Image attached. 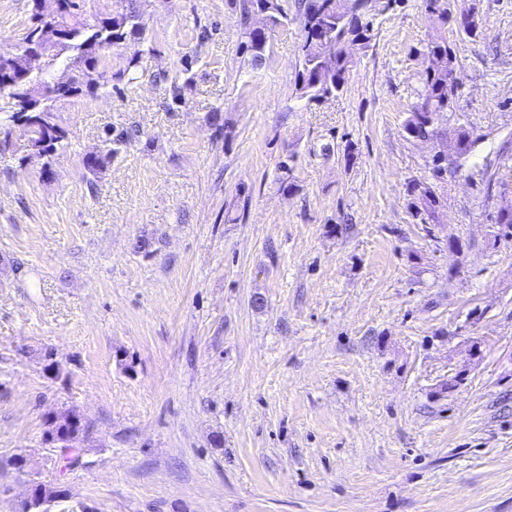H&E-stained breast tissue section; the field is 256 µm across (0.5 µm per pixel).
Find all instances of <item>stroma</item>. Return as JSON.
<instances>
[{"mask_svg":"<svg viewBox=\"0 0 512 512\" xmlns=\"http://www.w3.org/2000/svg\"><path fill=\"white\" fill-rule=\"evenodd\" d=\"M279 2L255 65L243 0H146L150 50L106 52L129 81L58 107L49 165L0 141V512L33 478L97 512H512V238L492 236L512 0H475L478 37L451 36L461 85L433 140L403 129L439 32L424 0L376 11L318 102ZM30 25L29 0H0V51ZM463 123L470 154L434 177ZM415 184L436 222L411 216ZM64 410L86 426L68 465L44 442ZM108 136L102 141V146L96 152L86 154L83 159L84 168L93 174L102 170L107 162L111 161L123 149L124 145L128 142L129 133L119 132L114 134L108 133Z\"/></svg>","mask_w":512,"mask_h":512,"instance_id":"obj_1","label":"stroma"}]
</instances>
